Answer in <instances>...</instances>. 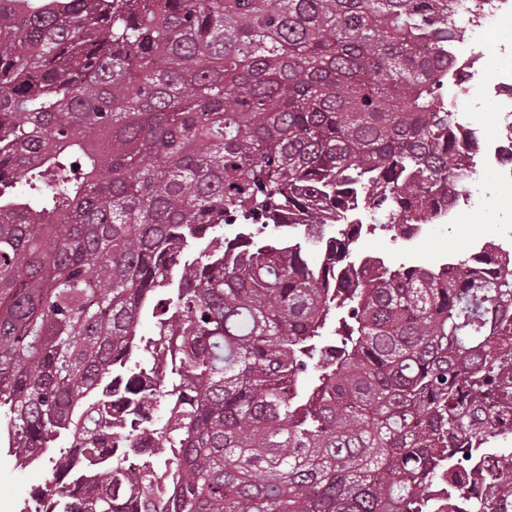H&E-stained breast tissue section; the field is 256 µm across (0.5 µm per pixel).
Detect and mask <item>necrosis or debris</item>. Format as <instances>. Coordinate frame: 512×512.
I'll return each instance as SVG.
<instances>
[{
  "mask_svg": "<svg viewBox=\"0 0 512 512\" xmlns=\"http://www.w3.org/2000/svg\"><path fill=\"white\" fill-rule=\"evenodd\" d=\"M464 19L468 36L448 46L456 68L448 75L436 74L435 80L453 99L461 122L469 120L470 101L490 104L488 126L471 129L478 142L473 172L492 173L497 184L512 187V0H465ZM491 51L498 64L486 75L479 65ZM492 421L495 439L479 448L472 470L458 478V512H470L475 500L483 502L484 512H512V487L492 488L476 475L493 464L512 467V413L494 412Z\"/></svg>",
  "mask_w": 512,
  "mask_h": 512,
  "instance_id": "4bbe7bcc",
  "label": "necrosis or debris"
}]
</instances>
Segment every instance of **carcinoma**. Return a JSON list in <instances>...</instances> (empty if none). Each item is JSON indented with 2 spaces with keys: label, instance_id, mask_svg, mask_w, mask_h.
<instances>
[{
  "label": "carcinoma",
  "instance_id": "1",
  "mask_svg": "<svg viewBox=\"0 0 512 512\" xmlns=\"http://www.w3.org/2000/svg\"><path fill=\"white\" fill-rule=\"evenodd\" d=\"M462 6L0 0V444L70 436L55 512H448L512 261L351 263L364 218L434 224L470 177L431 79Z\"/></svg>",
  "mask_w": 512,
  "mask_h": 512
}]
</instances>
